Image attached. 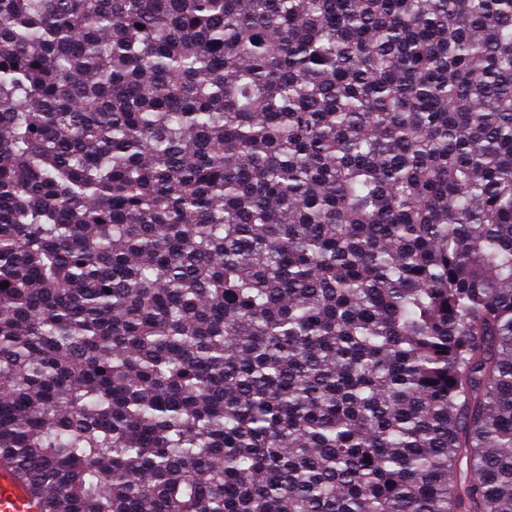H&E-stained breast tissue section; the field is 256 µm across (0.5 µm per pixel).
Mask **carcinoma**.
I'll return each mask as SVG.
<instances>
[{"label": "carcinoma", "instance_id": "obj_1", "mask_svg": "<svg viewBox=\"0 0 512 512\" xmlns=\"http://www.w3.org/2000/svg\"><path fill=\"white\" fill-rule=\"evenodd\" d=\"M0 457L512 512V0H0Z\"/></svg>", "mask_w": 512, "mask_h": 512}]
</instances>
